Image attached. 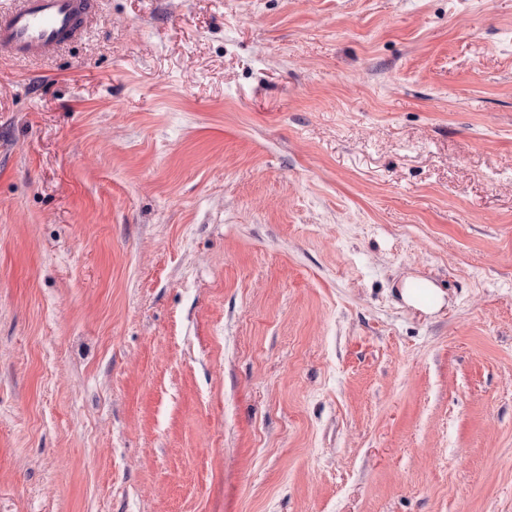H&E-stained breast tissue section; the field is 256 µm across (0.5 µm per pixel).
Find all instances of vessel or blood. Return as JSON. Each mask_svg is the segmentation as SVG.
Segmentation results:
<instances>
[{"instance_id": "vessel-or-blood-1", "label": "vessel or blood", "mask_w": 512, "mask_h": 512, "mask_svg": "<svg viewBox=\"0 0 512 512\" xmlns=\"http://www.w3.org/2000/svg\"><path fill=\"white\" fill-rule=\"evenodd\" d=\"M95 12V0H20L0 16V50L35 57L72 40Z\"/></svg>"}]
</instances>
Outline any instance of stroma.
<instances>
[{
	"mask_svg": "<svg viewBox=\"0 0 512 512\" xmlns=\"http://www.w3.org/2000/svg\"><path fill=\"white\" fill-rule=\"evenodd\" d=\"M0 512H512V0L1 63ZM401 297L405 303L426 314L439 311L445 303L441 291L425 279L406 280L401 289Z\"/></svg>",
	"mask_w": 512,
	"mask_h": 512,
	"instance_id": "35a3bbf8",
	"label": "stroma"
}]
</instances>
